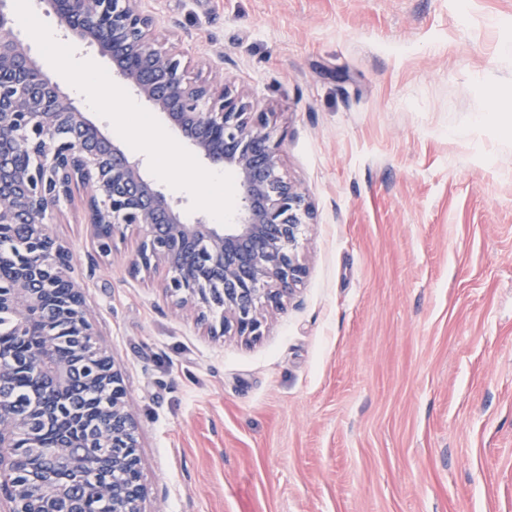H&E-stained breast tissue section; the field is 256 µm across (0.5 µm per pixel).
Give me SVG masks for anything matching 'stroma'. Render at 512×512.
I'll return each mask as SVG.
<instances>
[{
  "instance_id": "obj_1",
  "label": "stroma",
  "mask_w": 512,
  "mask_h": 512,
  "mask_svg": "<svg viewBox=\"0 0 512 512\" xmlns=\"http://www.w3.org/2000/svg\"><path fill=\"white\" fill-rule=\"evenodd\" d=\"M282 135L314 222L263 336L49 230L139 423L145 512H512V0H141Z\"/></svg>"
}]
</instances>
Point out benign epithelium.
Here are the masks:
<instances>
[{
    "label": "benign epithelium",
    "mask_w": 512,
    "mask_h": 512,
    "mask_svg": "<svg viewBox=\"0 0 512 512\" xmlns=\"http://www.w3.org/2000/svg\"><path fill=\"white\" fill-rule=\"evenodd\" d=\"M65 24L64 37L93 45L109 57L135 93L164 112L209 167L238 178L234 223L189 224L180 203L146 177L112 135L90 121L81 106L48 78L0 0V231H25L27 258L0 251V312L17 329L40 337L24 363L33 377L60 397L80 389L110 398L89 438L119 449L112 467L123 479L100 487L113 512H142L146 496L138 423L112 354L96 345L95 321L72 278L74 256L49 231V219L74 190H85L87 224L96 253H112L128 227L142 231L129 272H170L165 294L196 312L212 336L245 341L263 335L306 276L297 247L313 218L306 193L279 173L282 140L268 113L253 112L243 96L221 81H191L182 56L155 48V19L138 0H45ZM51 311L74 328L70 352H57L55 333L42 325ZM30 410L0 403V512H82L79 493L47 478L49 464L67 459L73 428L62 429L46 456L27 464L31 484L10 477L22 468L21 435L39 446Z\"/></svg>",
    "instance_id": "benign-epithelium-1"
}]
</instances>
